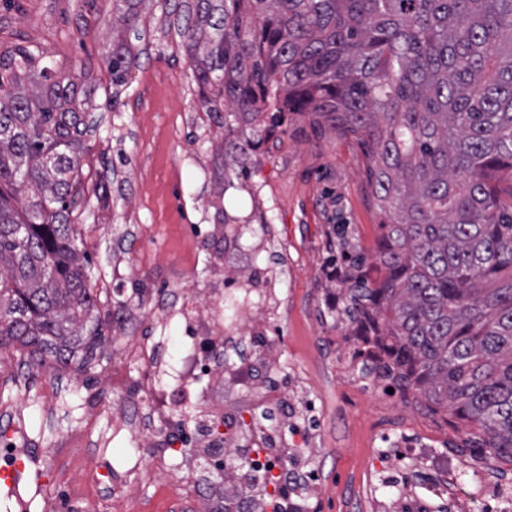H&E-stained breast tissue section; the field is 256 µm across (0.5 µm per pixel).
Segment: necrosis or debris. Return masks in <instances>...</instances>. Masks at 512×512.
I'll use <instances>...</instances> for the list:
<instances>
[{
    "instance_id": "1",
    "label": "necrosis or debris",
    "mask_w": 512,
    "mask_h": 512,
    "mask_svg": "<svg viewBox=\"0 0 512 512\" xmlns=\"http://www.w3.org/2000/svg\"><path fill=\"white\" fill-rule=\"evenodd\" d=\"M225 280L227 289L209 291L204 301L173 294L146 309L150 327L174 321L184 324L185 353L180 365L173 367L161 356L157 336L143 337L129 346L126 357L141 367L137 390L147 402L134 410L124 403L112 405V419L135 441L154 448L153 461L138 465L149 478L156 464L183 446L182 440L168 435L174 411L191 404L205 407L209 432L201 436L200 448L219 444L248 448L245 467L234 478L240 485L266 473L280 476L284 467H292L295 476L286 483L280 504L287 512H307L308 500L321 497L322 481L314 477L310 463L319 453L324 406L316 402L305 370H294L288 380L274 386L268 382L282 370L281 356L269 336L281 306L274 289L247 287L246 277L233 271L226 273ZM228 308L235 312L229 322L224 319ZM240 343L251 347L250 356L221 365L209 355L211 346L229 350ZM214 385L223 386L232 396L216 412L208 408ZM278 407L288 413L287 430L255 426L252 411ZM376 441L357 491L365 512H382L380 490L397 487L396 474L405 458L417 473L416 485L399 492L396 512H429L435 499L447 500L449 512H499L502 501L512 497V477L487 449L439 448L433 436L403 423L386 428ZM469 476L474 482L467 489L463 482Z\"/></svg>"
}]
</instances>
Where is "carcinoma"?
Instances as JSON below:
<instances>
[{
    "label": "carcinoma",
    "mask_w": 512,
    "mask_h": 512,
    "mask_svg": "<svg viewBox=\"0 0 512 512\" xmlns=\"http://www.w3.org/2000/svg\"><path fill=\"white\" fill-rule=\"evenodd\" d=\"M142 0H112L138 29ZM191 77L224 157L240 162L286 112L357 138L384 217L383 277L368 284L347 224L336 320L367 335L429 410L471 429L466 448L512 463V0H194L182 26ZM132 43L106 68L126 83ZM82 70L17 45L0 52V347L86 363L105 341L82 197L93 88Z\"/></svg>",
    "instance_id": "carcinoma-1"
}]
</instances>
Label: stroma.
Masks as SVG:
<instances>
[{"label":"stroma","mask_w":512,"mask_h":512,"mask_svg":"<svg viewBox=\"0 0 512 512\" xmlns=\"http://www.w3.org/2000/svg\"><path fill=\"white\" fill-rule=\"evenodd\" d=\"M188 3L144 0L134 43L139 57L118 88L105 68L112 51V0H0V50L22 44L55 63L83 66L94 87L97 127L84 138L83 200L71 222L91 259L89 284L98 291L100 316L117 308L136 313L143 299L133 294V284L165 292L166 271L185 274L191 294L223 288L216 252L200 237L213 229L220 209L231 223H253L240 254L227 264L278 270L276 287L288 309L272 326L274 345L285 369L309 370L332 400L322 451L314 460L325 485L314 512H356L343 491L358 484L377 433L405 405L403 398L337 377L331 354V340L343 330L334 321L329 295L345 266L328 249L332 227L350 225L368 259L384 233L366 179L370 159L354 137L288 112L243 165L225 160L224 131L202 111L181 46ZM241 167L242 179L236 176ZM103 183L109 188L105 205L94 195ZM260 215L266 227L256 226ZM144 224L152 225V238H139ZM104 332L106 341L85 370L74 363L52 373L19 344L0 348V365L11 371L10 380L0 382V414L19 407L28 435L30 512H42L47 495L55 498L57 512H82L86 499L94 501L96 512H113L112 501L122 490L126 512H191L195 489L180 482L179 458L169 457L154 484L144 483L134 464L151 455V448L116 429L107 412L91 414L92 405L107 409L132 397L139 377L123 352L144 335V326L113 323ZM75 431L83 436L78 463L71 461L68 445ZM43 448L56 449L61 478L41 477Z\"/></svg>","instance_id":"35a3bbf8"}]
</instances>
